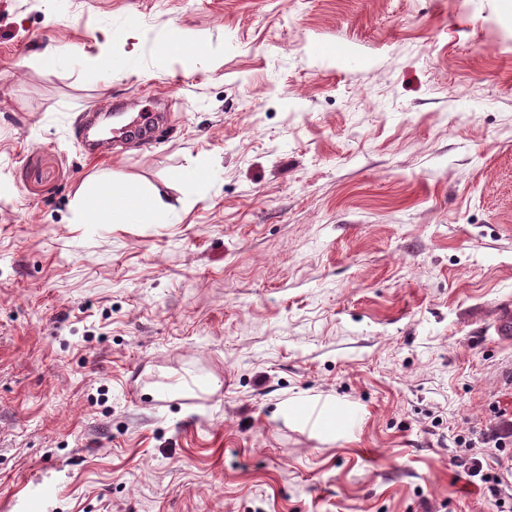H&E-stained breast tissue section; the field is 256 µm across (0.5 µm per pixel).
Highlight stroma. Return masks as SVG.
<instances>
[{
    "label": "stroma",
    "mask_w": 512,
    "mask_h": 512,
    "mask_svg": "<svg viewBox=\"0 0 512 512\" xmlns=\"http://www.w3.org/2000/svg\"><path fill=\"white\" fill-rule=\"evenodd\" d=\"M508 300L512 0H0V512H500ZM158 127V122L152 120L151 116L141 115L121 129V133L126 134L128 138L131 137V134L142 136L146 144H151L155 138L156 128ZM81 209L85 224H167L171 213L159 192L113 181L94 187ZM494 413V419H498L499 423L503 425L501 431L494 432L491 437L483 433V442L470 438L469 440L464 439L463 443L466 448H470L472 443H480L483 445L493 443L494 446H485V448L492 447L495 452L488 453L486 451V453L482 454L480 457L475 455H466L464 458L461 457L460 466L467 471L466 473L469 477L480 476L481 481L484 483H488L492 480L497 482V485H499L501 484L500 482L504 481V478L508 481L507 477L510 475L511 478L512 474V456L511 453L505 451L508 439H510L509 447H511L512 417L511 415L510 418L508 417L509 414L506 409H500L499 407H497ZM496 451H498V453H496ZM484 465L497 470V472H484ZM504 474H506V477H504Z\"/></svg>",
    "instance_id": "stroma-1"
}]
</instances>
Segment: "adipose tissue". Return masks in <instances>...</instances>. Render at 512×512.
I'll return each mask as SVG.
<instances>
[{
	"mask_svg": "<svg viewBox=\"0 0 512 512\" xmlns=\"http://www.w3.org/2000/svg\"><path fill=\"white\" fill-rule=\"evenodd\" d=\"M82 211L88 224H165L170 218V206L159 192L122 182L93 188Z\"/></svg>",
	"mask_w": 512,
	"mask_h": 512,
	"instance_id": "1",
	"label": "adipose tissue"
}]
</instances>
